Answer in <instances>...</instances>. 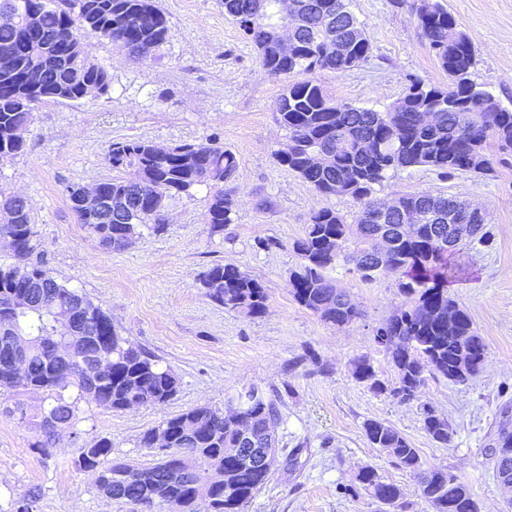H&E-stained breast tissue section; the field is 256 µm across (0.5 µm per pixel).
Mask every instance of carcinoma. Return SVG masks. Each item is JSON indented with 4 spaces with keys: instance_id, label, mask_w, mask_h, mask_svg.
I'll return each mask as SVG.
<instances>
[{
    "instance_id": "cac0c4a2",
    "label": "carcinoma",
    "mask_w": 512,
    "mask_h": 512,
    "mask_svg": "<svg viewBox=\"0 0 512 512\" xmlns=\"http://www.w3.org/2000/svg\"><path fill=\"white\" fill-rule=\"evenodd\" d=\"M350 0H223L231 18L252 43L264 71L293 78L275 104L276 121L288 131L286 147L275 152L288 168L320 195L348 196L358 203L355 222L336 211H314L293 249L301 259L290 275L294 300L323 322L341 328L360 318L356 302L336 287L329 268L343 263L366 282L396 275L410 304L374 329V342L389 357L396 380L377 377L370 359L354 362L353 376L377 392L390 391L413 400L430 378L463 383L484 367L487 345L469 315L448 294V284L462 277L458 261L464 249L491 238L488 216L474 215L473 236L448 248L464 202L453 196L416 192L391 198L372 197L373 186L390 170L426 166L442 174L492 171L489 149L512 152V109L476 88L471 71L476 57L471 37L439 0H419L421 36L448 74L445 86L411 81L404 95L383 111L330 98L318 82L323 71L344 74L370 57L366 32L349 9ZM291 47L281 50L284 29ZM170 27L155 0H0V163L22 154L35 107L46 101L79 102L87 89L105 94L107 70L84 54L81 39L109 41L138 59L152 57L169 39ZM453 111H448V104ZM437 113L434 122L426 120ZM107 163L118 175L95 184L112 200V213L98 220L78 215L108 250L119 251L141 234L164 227L167 202L176 193L204 185L210 190L206 223L215 232L232 223L237 171L235 153L213 142L160 148L150 141L112 143ZM0 237L11 239L13 262L0 264V335L24 336L28 344L23 371H13L14 350L0 338V389L47 394L48 405L21 418L35 431L31 447L45 453L64 433L77 435L76 399L114 411L163 403L175 396L179 381L146 351L123 339L87 295L52 278L30 260L34 225L26 200H0ZM388 243L389 267L379 268L372 240ZM206 295L224 310L258 317L267 307L266 289L234 264H215L201 277ZM83 304L94 331L77 343L58 333L63 312L51 303ZM101 356L112 358V372L96 381L86 366ZM241 422L252 423L256 436L281 421L276 402L258 389L231 395ZM423 428L436 443L451 442L448 419L423 405ZM169 434L157 461L140 466L112 462V442L101 438L80 448L79 468L96 475L107 498L125 501L136 512H198L197 487L209 486L207 512H244L269 474L254 462L224 457L240 440L241 430L224 420V410L197 406L161 424ZM363 432L396 465L413 475L420 496L432 512H480L469 484L441 467H426L419 450L394 426L377 419ZM497 477L512 485V429L499 428L488 448ZM229 481H224V475ZM364 490L383 512L402 507L400 486L373 466L358 470L350 491Z\"/></svg>"
}]
</instances>
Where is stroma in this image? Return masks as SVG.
<instances>
[{
    "mask_svg": "<svg viewBox=\"0 0 512 512\" xmlns=\"http://www.w3.org/2000/svg\"><path fill=\"white\" fill-rule=\"evenodd\" d=\"M442 2L473 41V83L512 108V0ZM158 4L170 38L154 58L134 60L106 41L85 38L88 56L110 74L108 93L85 102L40 104L26 152L0 164V194L27 199L36 231L33 260L86 293L121 336L177 375L179 389L165 403L122 412L79 400L77 437H63L45 455L32 448L33 430L14 414L18 407L30 414L39 410L41 395L0 391V512H12L14 500L33 487L41 491L33 512H132L131 505L99 494L93 474L77 465L80 448L106 437L113 461L152 463L155 451L139 445L143 432L196 406H223L227 394L250 387L278 403L282 421L277 464L245 512H380L370 497L347 490L366 465L403 488V512H431L413 476L369 445L362 429L368 419L399 429L426 465L464 478L480 512H507L485 450L501 408L512 405V157L484 176H443L413 167L389 172L375 185L377 198L429 192L479 205L491 231L487 244L465 252L468 272L448 288L488 346L483 370L464 383L427 380L411 401L375 392L355 380L352 364L369 357L381 379L393 380L373 331L406 301L397 277L366 282L341 266L331 271L362 313L341 329L299 306L288 287L301 262L293 243L312 212L329 207L350 221L356 203L319 195L276 163L274 153L288 133L274 108L287 81L262 69L252 44L225 17L222 0ZM416 5L352 0L371 54L357 69L319 74L331 98L382 111L411 80L447 84L421 37ZM120 140L164 148L212 140L231 148L238 160L232 223L211 231L205 222L209 192L198 187L169 201L163 231H144L119 251L101 247L72 210L69 190L112 177L106 155ZM217 263L237 265L263 285V315L228 312L205 296L199 279ZM426 404L452 423L448 445L424 431Z\"/></svg>",
    "mask_w": 512,
    "mask_h": 512,
    "instance_id": "1",
    "label": "stroma"
}]
</instances>
